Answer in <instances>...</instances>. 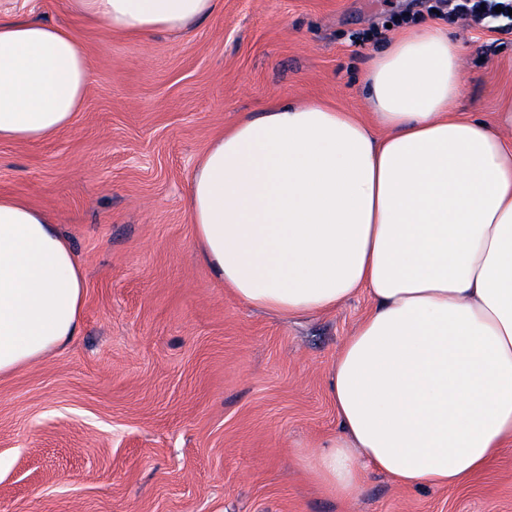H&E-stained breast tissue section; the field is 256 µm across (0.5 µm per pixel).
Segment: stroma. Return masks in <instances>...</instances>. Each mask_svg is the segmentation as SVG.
<instances>
[{
	"label": "stroma",
	"instance_id": "35a3bbf8",
	"mask_svg": "<svg viewBox=\"0 0 512 512\" xmlns=\"http://www.w3.org/2000/svg\"><path fill=\"white\" fill-rule=\"evenodd\" d=\"M72 30L90 87L71 126L0 141V194L45 212L85 273L80 332L0 377V512H512V444L470 481L406 489L368 473L326 494L308 469L338 432L329 372L372 307L281 318L218 283L187 184L217 134L277 102L370 121L362 79L401 25L464 47V114L512 101V33L420 0H217L181 33L134 39L68 0H0V18Z\"/></svg>",
	"mask_w": 512,
	"mask_h": 512
}]
</instances>
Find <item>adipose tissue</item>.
I'll use <instances>...</instances> for the list:
<instances>
[{
  "label": "adipose tissue",
  "instance_id": "adipose-tissue-1",
  "mask_svg": "<svg viewBox=\"0 0 512 512\" xmlns=\"http://www.w3.org/2000/svg\"><path fill=\"white\" fill-rule=\"evenodd\" d=\"M108 33L182 32L216 0H71ZM463 46L426 26L370 63L371 122L276 103L216 136L189 182L200 260L257 310L373 302L333 362L340 434L314 457L355 497L368 471L405 488L468 482L512 442V110L457 116ZM81 40L0 18V141L68 128L89 89ZM84 273L45 213L0 195V376L78 332Z\"/></svg>",
  "mask_w": 512,
  "mask_h": 512
}]
</instances>
